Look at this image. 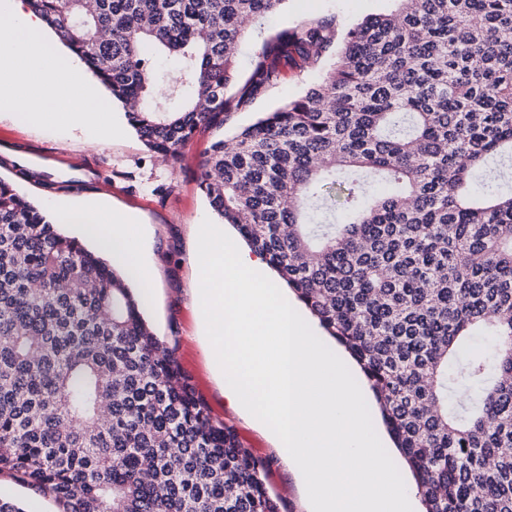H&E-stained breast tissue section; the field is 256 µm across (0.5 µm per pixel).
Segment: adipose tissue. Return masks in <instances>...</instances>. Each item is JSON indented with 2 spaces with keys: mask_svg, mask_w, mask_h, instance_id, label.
I'll return each instance as SVG.
<instances>
[{
  "mask_svg": "<svg viewBox=\"0 0 512 512\" xmlns=\"http://www.w3.org/2000/svg\"><path fill=\"white\" fill-rule=\"evenodd\" d=\"M10 11L12 25L0 28V105H10L20 92L32 87L44 116L81 125L97 124V95L71 83L59 88L64 60L39 38L42 18L28 8L25 0H10ZM99 217V209L91 205L71 213L72 220L84 224L108 256L131 265L141 281H150L153 270L140 258L134 217L114 213L110 226L104 229L98 226Z\"/></svg>",
  "mask_w": 512,
  "mask_h": 512,
  "instance_id": "adipose-tissue-1",
  "label": "adipose tissue"
}]
</instances>
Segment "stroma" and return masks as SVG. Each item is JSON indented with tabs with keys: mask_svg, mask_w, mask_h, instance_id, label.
Instances as JSON below:
<instances>
[{
	"mask_svg": "<svg viewBox=\"0 0 512 512\" xmlns=\"http://www.w3.org/2000/svg\"><path fill=\"white\" fill-rule=\"evenodd\" d=\"M389 6V0H287L282 11L268 17L264 28L269 31L333 14L339 28L344 29ZM318 74V69L311 67L301 73L288 72L280 87L270 89L246 109L231 113L224 126L198 132L182 147L174 165L146 150L127 125L121 107L113 105L111 99L103 101V127L93 129L37 117V108L26 92L10 108L0 107V140L14 141L23 150H48L67 160H86L95 165L87 184L72 187L65 169L48 177L36 166L21 170L0 158V178L40 206L46 200L62 198L74 208L95 203L139 218L142 255L155 271L153 297L143 305V317L162 344L173 351L212 416L232 426L244 447L267 462L263 479L269 492L278 498L281 512H308L305 488L279 456L270 436L225 404L221 380L208 361L207 343L192 301L196 227L211 215L196 175L211 142L298 95ZM160 185L165 188L161 194L156 191ZM0 500L19 503L24 512H60L53 498L6 474L0 475Z\"/></svg>",
	"mask_w": 512,
	"mask_h": 512,
	"instance_id": "obj_1",
	"label": "stroma"
}]
</instances>
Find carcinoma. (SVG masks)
<instances>
[{"mask_svg":"<svg viewBox=\"0 0 512 512\" xmlns=\"http://www.w3.org/2000/svg\"><path fill=\"white\" fill-rule=\"evenodd\" d=\"M171 160L290 69L304 91L211 144L198 188L356 361L423 512H512V0H395L248 29L288 0H29ZM178 57L173 77L154 57ZM0 179V474L62 512H280L265 464L148 328L128 271Z\"/></svg>","mask_w":512,"mask_h":512,"instance_id":"1","label":"carcinoma"}]
</instances>
